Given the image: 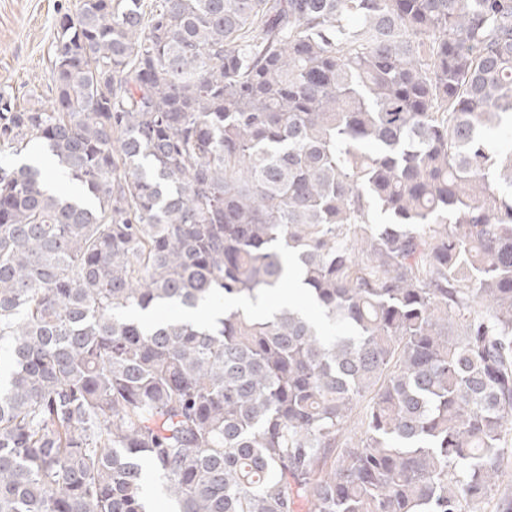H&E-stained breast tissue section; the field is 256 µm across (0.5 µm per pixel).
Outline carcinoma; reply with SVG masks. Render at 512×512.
<instances>
[{"instance_id":"obj_1","label":"carcinoma","mask_w":512,"mask_h":512,"mask_svg":"<svg viewBox=\"0 0 512 512\" xmlns=\"http://www.w3.org/2000/svg\"><path fill=\"white\" fill-rule=\"evenodd\" d=\"M50 52L0 92L76 184L0 165V512H512V0H83Z\"/></svg>"}]
</instances>
